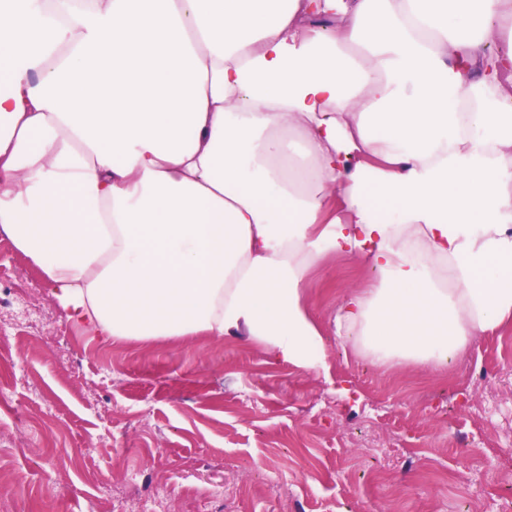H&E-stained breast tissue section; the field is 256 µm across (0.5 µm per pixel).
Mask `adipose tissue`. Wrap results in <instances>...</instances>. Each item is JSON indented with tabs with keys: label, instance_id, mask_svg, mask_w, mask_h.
I'll use <instances>...</instances> for the list:
<instances>
[{
	"label": "adipose tissue",
	"instance_id": "1",
	"mask_svg": "<svg viewBox=\"0 0 512 512\" xmlns=\"http://www.w3.org/2000/svg\"><path fill=\"white\" fill-rule=\"evenodd\" d=\"M0 233L110 340L336 335L447 365L512 322V0H0Z\"/></svg>",
	"mask_w": 512,
	"mask_h": 512
}]
</instances>
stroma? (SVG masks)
<instances>
[{"mask_svg": "<svg viewBox=\"0 0 512 512\" xmlns=\"http://www.w3.org/2000/svg\"><path fill=\"white\" fill-rule=\"evenodd\" d=\"M373 279L343 256L312 271L313 371L243 338L100 341L0 234L21 296L0 314V495L14 512H502L512 324L445 368L380 365L333 326Z\"/></svg>", "mask_w": 512, "mask_h": 512, "instance_id": "stroma-1", "label": "stroma"}]
</instances>
